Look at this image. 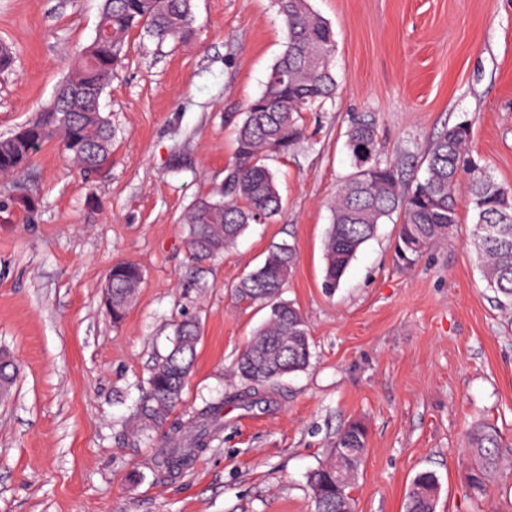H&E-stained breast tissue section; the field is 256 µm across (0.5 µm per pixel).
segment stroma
Wrapping results in <instances>:
<instances>
[{
    "label": "stroma",
    "mask_w": 512,
    "mask_h": 512,
    "mask_svg": "<svg viewBox=\"0 0 512 512\" xmlns=\"http://www.w3.org/2000/svg\"><path fill=\"white\" fill-rule=\"evenodd\" d=\"M335 33V101L306 113L305 136L271 158L283 208L230 250L194 260L185 209L224 179L234 150L228 115L245 112L283 52L273 0H193L184 41L128 38L102 107L112 166L84 175L47 142L0 178V353L19 365L0 402V512H315L308 476L337 432L361 423L367 452L355 512H404L418 472L439 482L436 512H512V312L469 245L467 198L447 239L410 265L398 226L379 225L339 288L323 287L329 202L352 170L345 132L375 113L381 159L421 179L423 153L469 123L475 156L512 190V0H310ZM103 0H0V136L49 104L95 36ZM24 191L33 210L11 198ZM298 253L283 293L302 313L313 357L251 402L234 366L266 308L234 285L272 245ZM143 280L121 323L103 304L114 264ZM201 327L197 356L170 425L180 439L206 403L224 426L176 478L153 474L135 408L176 325ZM496 427L501 462L471 497L473 425Z\"/></svg>",
    "instance_id": "stroma-1"
}]
</instances>
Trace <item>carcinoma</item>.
Masks as SVG:
<instances>
[{
  "label": "carcinoma",
  "mask_w": 512,
  "mask_h": 512,
  "mask_svg": "<svg viewBox=\"0 0 512 512\" xmlns=\"http://www.w3.org/2000/svg\"><path fill=\"white\" fill-rule=\"evenodd\" d=\"M286 26L285 49L270 67L264 89L253 99L235 126V150L224 169V181L212 193L197 198L184 212L192 256L204 261L236 245L253 224H268L282 207L276 173L268 165L286 155L304 134V113L336 97L335 39L332 26L309 0H274ZM194 15L192 0H104L92 42L73 63L54 100L37 117L9 137L0 138V176H12L37 151L35 145L57 139L65 155L80 170L98 173L112 163V129L100 100L112 72L124 59L128 34L139 29L159 41L187 37ZM69 111L60 112V101ZM467 124L449 127L424 155L426 176L413 185L399 164L378 158V126L372 112L355 116L346 131V146L354 171L336 189L330 203L331 224L324 245L323 288L332 292L378 225L396 219L397 254L413 263L431 244L445 239L458 223V195L462 175H468V204L475 213L470 245L476 253L487 288L499 303L512 308V191L494 183L486 167L469 151ZM297 262L293 245L273 246L262 265L235 286L238 302L270 308L236 363L245 387L232 399L248 401L286 375L305 369L312 357L306 323L299 310L281 300ZM143 273L138 264L112 266L107 309L112 322H121L139 288ZM200 326L183 320L175 329L169 351L153 365L147 390L137 410L142 430L161 428L181 399L196 357ZM18 367L0 356V392L16 379ZM224 400L203 407L195 419L198 434L189 443L170 438L155 460L162 478H174L192 465L219 431ZM476 454L468 476L479 495L500 462L501 441L490 426L470 436ZM336 448H355L363 457L367 433L353 422L336 436ZM336 456L309 475L316 512H351L350 498L336 495ZM438 480L431 471L418 473L404 503L405 512H435Z\"/></svg>",
  "instance_id": "obj_1"
}]
</instances>
